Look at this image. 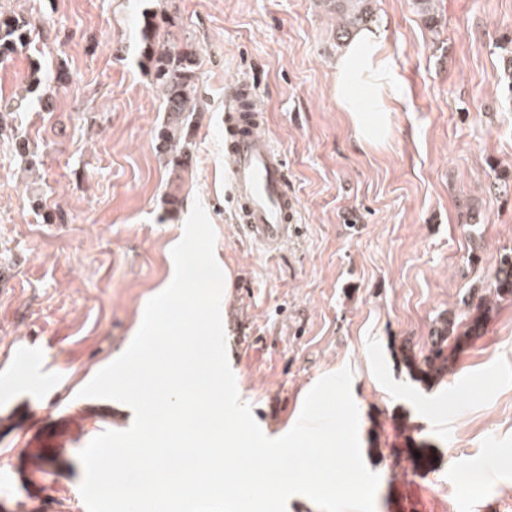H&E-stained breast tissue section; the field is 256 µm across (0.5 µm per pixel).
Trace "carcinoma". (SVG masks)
<instances>
[{
	"label": "carcinoma",
	"mask_w": 512,
	"mask_h": 512,
	"mask_svg": "<svg viewBox=\"0 0 512 512\" xmlns=\"http://www.w3.org/2000/svg\"><path fill=\"white\" fill-rule=\"evenodd\" d=\"M342 19L339 31L349 33L368 25L373 17L371 0H338ZM31 23L21 15L0 13V61L6 60L30 42ZM143 57L151 76V84L160 93L166 118L158 129V149L167 157L169 170L180 174L193 155L191 116L198 109L197 75L199 57L196 46L171 38L151 16H145L141 29ZM512 300V255L501 259L489 292L478 296L476 305H468L471 314L459 329L454 319L443 320L431 337L427 351L410 353L405 362L413 380L427 386L443 379L456 354L481 335L487 317L501 301Z\"/></svg>",
	"instance_id": "1"
}]
</instances>
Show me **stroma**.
Returning a JSON list of instances; mask_svg holds the SVG:
<instances>
[{
	"instance_id": "stroma-1",
	"label": "stroma",
	"mask_w": 512,
	"mask_h": 512,
	"mask_svg": "<svg viewBox=\"0 0 512 512\" xmlns=\"http://www.w3.org/2000/svg\"><path fill=\"white\" fill-rule=\"evenodd\" d=\"M403 85L382 145L352 137L335 95L332 0H0L34 28L0 63V512H86L78 453L130 426L121 402L81 396L138 331L174 275L194 203L226 276L222 322L239 396L271 438L324 375L350 368L375 512H512V466L480 483L467 464L512 453V301L442 382L413 381L443 318L512 255V82L502 44L512 0H374ZM175 19L199 50L200 108L183 206L155 139L165 112L141 56L145 14ZM38 91H30L32 76ZM257 82L266 131L288 159L300 232L260 252L232 212L224 92ZM27 154H20L18 140ZM35 345L52 369L16 361ZM409 416L428 442L417 475L391 469Z\"/></svg>"
}]
</instances>
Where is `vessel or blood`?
Wrapping results in <instances>:
<instances>
[{"instance_id":"obj_1","label":"vessel or blood","mask_w":512,"mask_h":512,"mask_svg":"<svg viewBox=\"0 0 512 512\" xmlns=\"http://www.w3.org/2000/svg\"><path fill=\"white\" fill-rule=\"evenodd\" d=\"M257 89L242 81L224 99L227 149L234 159L229 195L242 233L269 253L278 252L298 233V202L288 181L285 155L257 129L262 113L242 108Z\"/></svg>"}]
</instances>
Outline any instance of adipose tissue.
Wrapping results in <instances>:
<instances>
[{
	"instance_id": "1",
	"label": "adipose tissue",
	"mask_w": 512,
	"mask_h": 512,
	"mask_svg": "<svg viewBox=\"0 0 512 512\" xmlns=\"http://www.w3.org/2000/svg\"><path fill=\"white\" fill-rule=\"evenodd\" d=\"M335 92L355 140L367 146L383 144L391 129V107L401 102L402 89L375 28L355 32L337 58Z\"/></svg>"
}]
</instances>
